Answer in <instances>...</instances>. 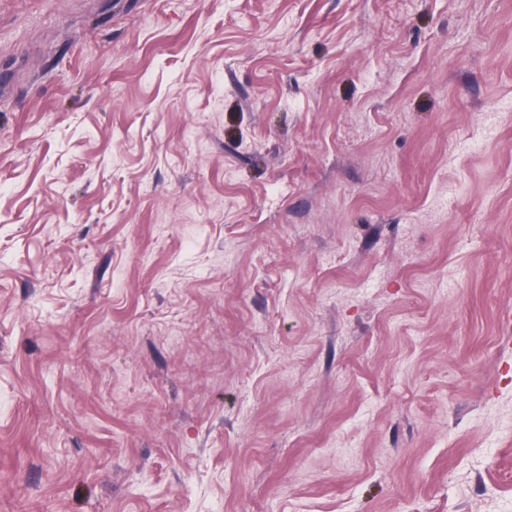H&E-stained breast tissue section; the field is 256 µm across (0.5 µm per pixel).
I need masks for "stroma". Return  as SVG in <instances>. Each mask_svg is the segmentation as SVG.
Segmentation results:
<instances>
[{
  "label": "stroma",
  "instance_id": "obj_1",
  "mask_svg": "<svg viewBox=\"0 0 512 512\" xmlns=\"http://www.w3.org/2000/svg\"><path fill=\"white\" fill-rule=\"evenodd\" d=\"M0 512H512V0H0Z\"/></svg>",
  "mask_w": 512,
  "mask_h": 512
}]
</instances>
